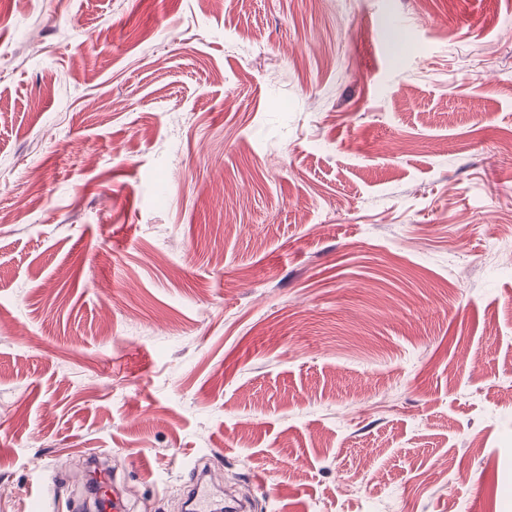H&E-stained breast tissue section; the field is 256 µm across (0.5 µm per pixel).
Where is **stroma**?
Wrapping results in <instances>:
<instances>
[{
    "label": "stroma",
    "instance_id": "35a3bbf8",
    "mask_svg": "<svg viewBox=\"0 0 512 512\" xmlns=\"http://www.w3.org/2000/svg\"><path fill=\"white\" fill-rule=\"evenodd\" d=\"M507 141L512 0H0V512H512ZM95 464L98 472L103 478V482L97 487V501L100 505L99 510L102 512H126V502L122 495L116 491L110 492L109 475L108 472L102 467L101 459L99 456L95 458ZM188 491V499L191 503L192 512H212L213 493L209 482L202 474L196 473L193 483Z\"/></svg>",
    "mask_w": 512,
    "mask_h": 512
}]
</instances>
